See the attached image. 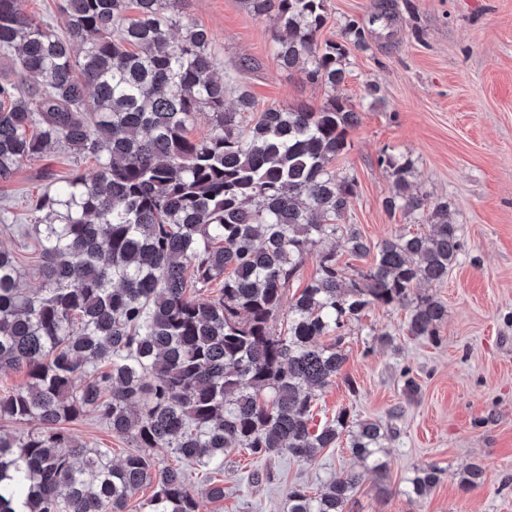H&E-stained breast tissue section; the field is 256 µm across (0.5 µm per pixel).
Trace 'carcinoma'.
<instances>
[{
  "instance_id": "1",
  "label": "carcinoma",
  "mask_w": 512,
  "mask_h": 512,
  "mask_svg": "<svg viewBox=\"0 0 512 512\" xmlns=\"http://www.w3.org/2000/svg\"><path fill=\"white\" fill-rule=\"evenodd\" d=\"M185 2L64 0L60 33L27 0H0V54L19 76L0 82V182L57 143L95 161L31 205L47 220L35 225L38 291L20 287L17 254L0 249V370L27 375L0 395V420L30 426L0 431V512H127L147 485L145 512H198L187 471L224 472L230 448L310 461L342 441L361 470L334 474L317 494L291 487L286 512H348L363 477L384 481L390 463L378 420L340 411L310 425L316 391L346 362L342 328L370 305H399L406 335L436 338L447 313L415 287L448 276L457 225L448 201L412 192L411 161L390 154L380 157L393 184L383 207L428 230L383 240L351 277L321 251L313 278L288 295L311 247L343 233L352 254L369 253L340 223L355 179L330 167L359 114L333 96L246 120L256 102L216 76L211 34L181 24ZM245 5L275 15L282 67L304 63L307 81L344 84L346 46L318 42L324 0ZM201 112L211 132L192 139ZM87 416L131 443L119 464L72 433ZM144 448L177 465L157 466ZM442 476L419 467L408 493L424 497ZM483 482L473 463L460 486Z\"/></svg>"
}]
</instances>
